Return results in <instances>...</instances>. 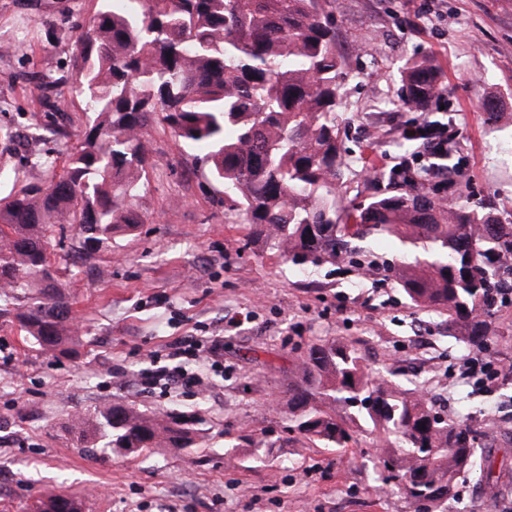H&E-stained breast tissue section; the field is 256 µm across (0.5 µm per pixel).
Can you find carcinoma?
Here are the masks:
<instances>
[{
	"mask_svg": "<svg viewBox=\"0 0 512 512\" xmlns=\"http://www.w3.org/2000/svg\"><path fill=\"white\" fill-rule=\"evenodd\" d=\"M73 47L71 63L89 122L79 147L42 183H17L0 196V300L15 306L28 338L54 350L72 334L70 303L59 290L50 239L76 224L81 248L94 252L143 223L137 207L153 167V123L202 153L224 216L248 229L263 251L295 265L336 260L354 239L388 235L422 250L397 267L410 302L448 321L470 346L491 335L486 317L499 291L512 289V222L429 188L433 171L402 181L393 194L349 210L336 194L350 168L341 151L339 109L346 62L336 50L335 0H101ZM401 104L422 109L445 89L430 59L401 71ZM487 123L498 101L480 104ZM34 281V295L20 294ZM288 432L324 448H347L355 429L378 437V479L417 505L448 499L458 478L479 476L486 495L500 488L480 436L449 420L420 392L373 376L356 350L334 340L314 345L288 389ZM196 419L140 411L121 398L92 418L68 422L76 447L192 448ZM425 429H420V425ZM34 512H82L63 493Z\"/></svg>",
	"mask_w": 512,
	"mask_h": 512,
	"instance_id": "obj_1",
	"label": "carcinoma"
}]
</instances>
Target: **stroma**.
<instances>
[{
	"label": "stroma",
	"mask_w": 512,
	"mask_h": 512,
	"mask_svg": "<svg viewBox=\"0 0 512 512\" xmlns=\"http://www.w3.org/2000/svg\"><path fill=\"white\" fill-rule=\"evenodd\" d=\"M424 0H336L337 48L347 63L341 148L351 159L344 204L389 188L395 158L411 144L397 128L399 71L412 58L439 66L447 95L427 106L446 123L456 183L512 221V0H445L415 26ZM98 0H0V168L45 181L44 151L65 156L88 122L70 76L73 44ZM59 80L62 110L48 107ZM505 113L486 124L482 99ZM155 165L138 209L144 222L109 247L86 253L79 229L56 230L50 249L70 300L75 334L48 351L26 340L12 311L0 313V512H27L33 498L64 493L83 512H416L373 480L375 441L322 448L288 433L295 364L328 340L352 345L373 370L397 368L404 388L425 391L449 418L477 432L507 469L487 497L460 480L434 512H512V303L498 307L493 334L475 349L449 336L433 312L413 307L396 278L397 239L371 236L357 253L301 268L270 258L242 225L226 223L224 197L192 150L160 126L147 136ZM219 337L216 354L171 358V343ZM500 374L485 386L468 360ZM185 367L201 386L145 385L153 365ZM123 397L148 413L195 415V447L90 457L74 448L72 415ZM264 443L255 459L249 440Z\"/></svg>",
	"instance_id": "35a3bbf8"
}]
</instances>
